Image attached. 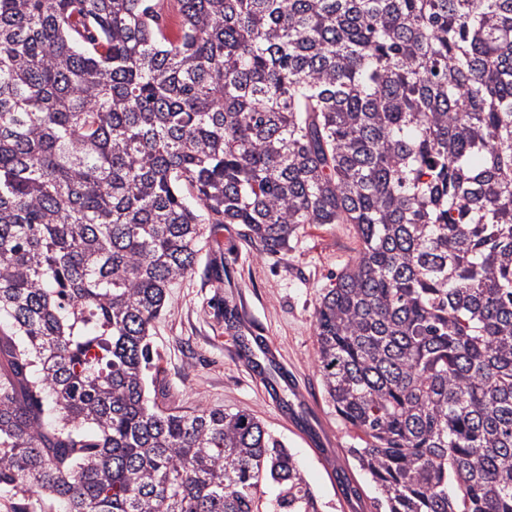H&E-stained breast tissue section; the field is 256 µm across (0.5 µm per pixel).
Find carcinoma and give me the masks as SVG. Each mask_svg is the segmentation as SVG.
Listing matches in <instances>:
<instances>
[{
	"label": "carcinoma",
	"mask_w": 512,
	"mask_h": 512,
	"mask_svg": "<svg viewBox=\"0 0 512 512\" xmlns=\"http://www.w3.org/2000/svg\"><path fill=\"white\" fill-rule=\"evenodd\" d=\"M174 8L0 0V495L323 512L251 413L150 398L152 330L214 226L350 224L316 366L376 512H512V0Z\"/></svg>",
	"instance_id": "cac0c4a2"
}]
</instances>
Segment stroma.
<instances>
[{
  "label": "stroma",
  "mask_w": 512,
  "mask_h": 512,
  "mask_svg": "<svg viewBox=\"0 0 512 512\" xmlns=\"http://www.w3.org/2000/svg\"><path fill=\"white\" fill-rule=\"evenodd\" d=\"M360 243L347 224H309L288 252L266 255L241 224H221L193 269L170 288L153 330L156 371L169 399L254 414L298 460L325 512H371L378 491L349 448L357 433L328 403L315 366V309ZM267 340L274 357L259 346ZM330 448L335 471L316 455ZM355 487L346 494L344 484Z\"/></svg>",
  "instance_id": "35a3bbf8"
}]
</instances>
